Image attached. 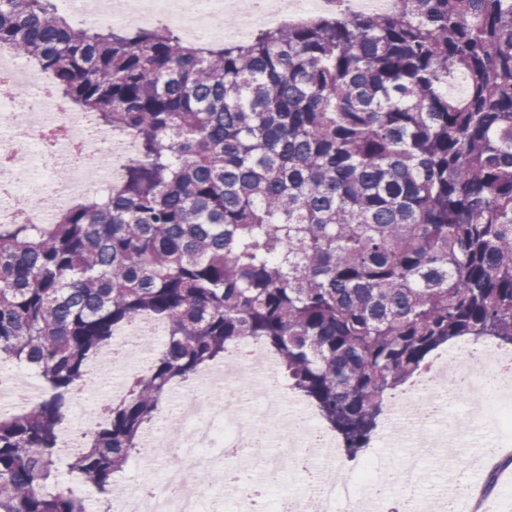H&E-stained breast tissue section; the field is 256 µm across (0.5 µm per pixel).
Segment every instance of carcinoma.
<instances>
[{
	"mask_svg": "<svg viewBox=\"0 0 512 512\" xmlns=\"http://www.w3.org/2000/svg\"><path fill=\"white\" fill-rule=\"evenodd\" d=\"M2 46L138 157L54 224H0V363L44 383L0 416V512H85L58 489L61 428L137 316L168 340L68 463L108 504L168 388L244 338L350 458L435 349L512 345V0H398L199 45L0 0Z\"/></svg>",
	"mask_w": 512,
	"mask_h": 512,
	"instance_id": "1",
	"label": "carcinoma"
}]
</instances>
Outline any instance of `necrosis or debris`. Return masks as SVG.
I'll return each instance as SVG.
<instances>
[{
	"instance_id": "4bbe7bcc",
	"label": "necrosis or debris",
	"mask_w": 512,
	"mask_h": 512,
	"mask_svg": "<svg viewBox=\"0 0 512 512\" xmlns=\"http://www.w3.org/2000/svg\"><path fill=\"white\" fill-rule=\"evenodd\" d=\"M58 7L86 28L103 20L118 26L179 23L195 41L242 40L255 24L285 20L300 23L322 10L324 0H233L235 26L223 24L224 0H56ZM10 78L11 92L0 93V158L26 153L25 176L0 166V223L27 214L31 223L52 224L81 196L105 195L136 155L133 138L117 137L101 127L96 115L64 104L49 77L26 60L0 50V75ZM164 327L134 320L112 338L111 345L89 366V381L77 395L64 431V445L76 448L97 411L89 399L105 403L120 393L109 385L113 369L129 376L147 372L149 345H162ZM40 390L32 371L0 369V413L31 404ZM390 413H402L415 447L432 448V428L446 416L449 428L480 421L494 412L498 438L490 453L512 446V354L493 341L481 349L468 342L453 344L436 360ZM166 415L179 423L176 433L165 425L151 428L146 448H167L171 454L153 468L123 500L120 512H210L223 496L226 512H383L379 495L382 467L365 458L350 476L321 472L312 490L269 500L271 486L282 476L284 454L323 450L338 461L336 440L316 424L307 405L290 395L277 363L268 351L246 339L230 348L221 366L200 372L167 394ZM208 483H199V473Z\"/></svg>"
}]
</instances>
